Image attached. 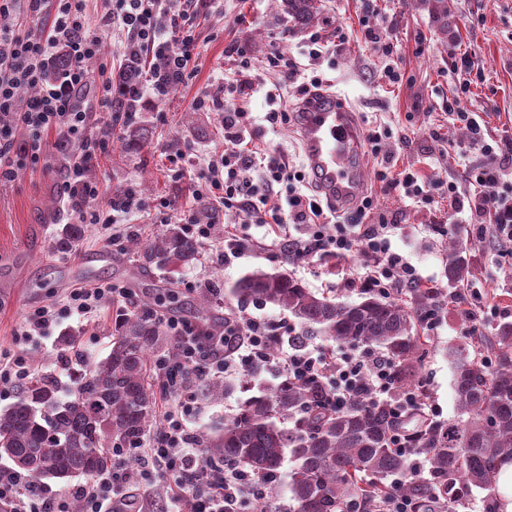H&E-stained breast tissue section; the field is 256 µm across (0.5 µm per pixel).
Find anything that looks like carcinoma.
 <instances>
[{"label":"carcinoma","instance_id":"carcinoma-1","mask_svg":"<svg viewBox=\"0 0 512 512\" xmlns=\"http://www.w3.org/2000/svg\"><path fill=\"white\" fill-rule=\"evenodd\" d=\"M316 0H283V9L301 21L316 14ZM144 62L128 63L115 79L127 88L142 78ZM141 262L175 274L198 256L197 242L172 226L143 245L132 241ZM448 283L468 280L462 242L452 237L445 256ZM231 294L242 305H271L340 344L375 346L395 361L396 391L418 381L424 355L419 330L438 292L413 288L398 302L367 293L356 303H337L303 286L288 272L254 270ZM154 309L126 315L115 327L108 355L84 370L70 396L42 379L21 388L17 401L0 412V457L39 483L89 477L109 460V442L140 444L153 417L149 385L152 358L175 354ZM460 420L435 424L417 409L395 417L388 402L354 401L338 410L318 382L286 379L246 398L237 413L200 445L227 465L244 464L274 477L285 454L295 465L289 489L294 512H369L378 499L397 491L413 499L415 512H457L474 487L488 491L496 508L500 469L512 463V322L494 335L449 350ZM411 434L429 461V478L413 477L414 462L396 446L397 433ZM404 476L394 485L389 478Z\"/></svg>","mask_w":512,"mask_h":512}]
</instances>
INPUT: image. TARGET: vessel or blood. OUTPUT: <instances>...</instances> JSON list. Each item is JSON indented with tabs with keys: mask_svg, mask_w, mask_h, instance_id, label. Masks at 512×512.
I'll return each instance as SVG.
<instances>
[{
	"mask_svg": "<svg viewBox=\"0 0 512 512\" xmlns=\"http://www.w3.org/2000/svg\"><path fill=\"white\" fill-rule=\"evenodd\" d=\"M305 164L315 189L336 209L354 205L365 187L362 142L345 99L326 92L309 95L300 108Z\"/></svg>",
	"mask_w": 512,
	"mask_h": 512,
	"instance_id": "1",
	"label": "vessel or blood"
}]
</instances>
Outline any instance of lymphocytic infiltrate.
<instances>
[{
  "mask_svg": "<svg viewBox=\"0 0 512 512\" xmlns=\"http://www.w3.org/2000/svg\"><path fill=\"white\" fill-rule=\"evenodd\" d=\"M201 4L202 0H112L107 23L125 35L123 56L148 53L154 60L155 69L136 91V98L149 95L163 101L171 87L187 80L198 46ZM47 8L53 11L48 34L29 30V15ZM0 15L15 18L13 25L0 27V184L10 182L22 162L39 164L46 134L56 132L60 141L80 145L79 153L69 156L60 169L61 198L69 216L114 227L116 236H123V229L114 226V215L134 207L135 194L127 189L113 195L108 209L93 208L99 186L89 171L103 141L87 137L91 115L74 101L90 81L84 60L99 55L101 48V39L87 19L85 0H0ZM62 54L70 64L54 70ZM266 62L276 76L274 88L261 89L250 73L249 59L243 56L224 84L223 97L197 100L198 109L222 113L225 140L244 142L254 123L247 105L254 94L264 93L274 105L280 86L298 84L306 95L323 85L316 75L302 81L300 64L283 50L270 52ZM452 66L458 86L448 99V122L468 132L467 142L456 146L455 155L462 158L477 149L484 160L465 170L463 183L449 182L448 213L466 215L468 223L479 225L501 262L508 264L512 262V182L506 167L512 164V133L502 132L496 144L487 143L484 119L467 106L473 77L483 69L465 53L455 56ZM25 88L32 91L26 98L21 95ZM20 131L26 135L21 152L16 149ZM310 179L309 171L291 170L283 155L256 157L231 151L212 164L205 182L193 192L194 200L209 209L211 220L200 221L192 209L177 210L176 217L188 233L204 242L213 236L214 216L225 210L238 212L247 224L275 225L271 248L296 262L317 254L343 259L359 252L364 262L354 287L386 297L398 284L421 283L416 268L391 249L393 224L383 220L357 232L333 222L317 199L302 192V184ZM292 224L305 225L304 235L292 236L288 230ZM129 296V289L110 283L69 289L63 306L48 304L30 312L22 334L41 335L58 319L74 314L96 316L105 304ZM159 317L178 349L174 357L156 363V377L168 405L151 447L114 450L112 466L67 493L27 482L20 472L0 467V512H70L74 500L80 502L82 512H121L128 486L164 474L174 481L165 512H253L265 497V480L240 467L218 465L202 451L189 428L196 401L191 376L233 375L259 363L294 383L323 382L339 407L359 393L379 399L394 388V362L387 354L368 347L338 356L307 351L298 346L296 337H285L282 325L239 307L225 312L224 327L217 334L164 311Z\"/></svg>",
  "mask_w": 512,
  "mask_h": 512,
  "instance_id": "f902f5d3",
  "label": "lymphocytic infiltrate"
}]
</instances>
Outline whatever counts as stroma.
I'll return each instance as SVG.
<instances>
[{
    "label": "stroma",
    "mask_w": 512,
    "mask_h": 512,
    "mask_svg": "<svg viewBox=\"0 0 512 512\" xmlns=\"http://www.w3.org/2000/svg\"><path fill=\"white\" fill-rule=\"evenodd\" d=\"M281 3L207 0L201 10L192 76L165 101L148 99L138 106L132 123L143 134L139 150L129 151L119 140H109L91 171L100 188L97 207H108L114 191L133 188L141 207L123 214L122 220L137 225L138 236L146 240L169 225L159 213L162 202H192L198 168L175 177L167 157L179 149L203 163L219 157L225 146L222 117L197 110L193 101L220 92L231 66L228 50L234 45L256 63L280 47L304 64L308 61L305 33L317 31L329 40L343 35L341 55L321 60L320 74L350 103L360 132L376 125L389 131V138L380 145L381 154L392 156L398 168L420 171L439 195L446 193L449 181H462L464 166L482 161L476 150L461 164L451 158L454 145L466 138L465 130L450 125L446 115L456 80L451 71L454 53L468 52L485 67L482 79L472 86L469 109L486 114L491 134L512 129V0H448L444 24L437 21L432 0H377L386 34L398 42L399 51L391 58L365 39L359 23L360 0H317L318 13L306 24L292 20ZM392 63L404 75L396 86L381 79L382 70ZM281 99L290 120L276 126L264 118L262 95L254 96L251 110L257 120L250 136L256 145L277 149L300 169L304 156L297 115L303 98L291 85L282 91ZM405 140L410 148H402ZM75 150V144H61L57 135H49L43 160L16 168L13 180L0 186V348L13 349L14 335L27 312L61 302L68 289L105 280L130 288L140 305L166 297L167 307L176 315L209 326L222 323L225 308L236 306L232 285L258 268L288 271L306 288L339 302L360 299V289L351 285L362 263L357 254L345 260L314 255L296 263L285 254L257 247L224 265L219 258L224 227L239 220L231 210L219 215L214 236L200 245L198 258L172 277L159 268L139 266L127 238L108 241L107 230L98 224L82 225L71 245L60 249L57 241L69 219L62 211L59 171ZM362 162L367 184L378 196L370 223L383 217L398 219L400 212H407V220L398 219L390 236L391 248L417 268L426 287L438 288L442 294L439 319L424 329L427 353L419 380L425 398L445 423L457 416L448 349L465 341L463 329L468 323H476L480 335L489 336L499 322L512 321V267L501 264L476 226L459 224L455 232L466 246L471 275L462 288L450 287L445 273L448 238L439 232L437 211L425 204L408 209V200L400 193L382 192L375 180L377 160L370 149H363ZM459 292L467 296L470 309L454 303ZM123 312L118 302L103 308L90 322L72 316L52 325L46 335L24 343L34 374L52 375L61 396H68L73 378L63 370L61 355L77 352L88 364L103 358ZM241 380L238 374L226 376L231 389L216 400L207 393L209 377L194 378L193 432H211L236 412L246 397L239 387Z\"/></svg>",
    "instance_id": "1"
}]
</instances>
